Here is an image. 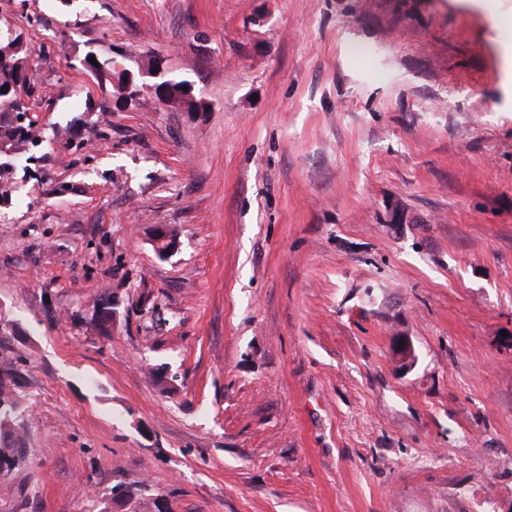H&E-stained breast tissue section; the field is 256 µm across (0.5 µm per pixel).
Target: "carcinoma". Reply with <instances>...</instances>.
I'll return each mask as SVG.
<instances>
[{
    "mask_svg": "<svg viewBox=\"0 0 512 512\" xmlns=\"http://www.w3.org/2000/svg\"><path fill=\"white\" fill-rule=\"evenodd\" d=\"M10 28H0V91L5 89L9 97H0V181L11 173L13 160L32 147L39 146V134L34 124L27 119L28 106L25 98L30 96V83L26 69L27 48L10 50L7 35ZM97 76L94 83L100 87L112 86L114 56L98 55ZM19 384L15 377L0 373V474L8 476L23 458V449L9 441L14 426L20 420L14 394Z\"/></svg>",
    "mask_w": 512,
    "mask_h": 512,
    "instance_id": "1",
    "label": "carcinoma"
}]
</instances>
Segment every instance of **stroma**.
<instances>
[{
  "label": "stroma",
  "mask_w": 512,
  "mask_h": 512,
  "mask_svg": "<svg viewBox=\"0 0 512 512\" xmlns=\"http://www.w3.org/2000/svg\"><path fill=\"white\" fill-rule=\"evenodd\" d=\"M0 24L43 139L0 199L25 450L0 512H512V26L470 0H0ZM91 50L162 60L197 107L116 104ZM393 359L397 372L402 375L412 372L417 367V349L409 337L400 336L395 339Z\"/></svg>",
  "instance_id": "obj_1"
}]
</instances>
